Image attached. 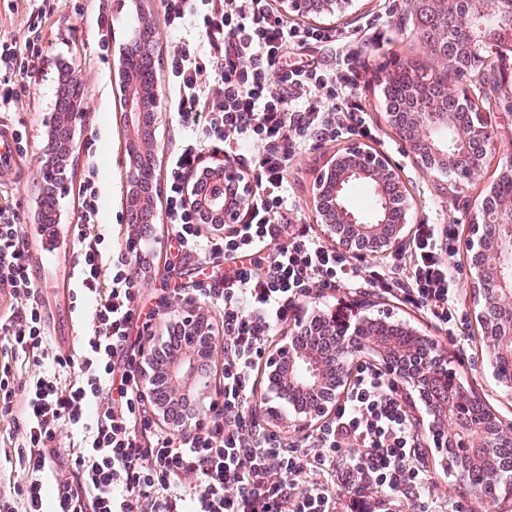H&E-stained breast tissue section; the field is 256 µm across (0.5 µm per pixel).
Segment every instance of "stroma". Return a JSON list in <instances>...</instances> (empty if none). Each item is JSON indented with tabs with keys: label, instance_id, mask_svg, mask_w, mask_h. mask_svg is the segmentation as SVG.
Returning a JSON list of instances; mask_svg holds the SVG:
<instances>
[{
	"label": "stroma",
	"instance_id": "1",
	"mask_svg": "<svg viewBox=\"0 0 512 512\" xmlns=\"http://www.w3.org/2000/svg\"><path fill=\"white\" fill-rule=\"evenodd\" d=\"M55 3V10L43 25L44 59L40 70L33 77L17 81L20 96L16 111L0 112V126H10L21 120L28 135L25 151L14 154L10 170L0 173V206L16 207L25 223L35 221L40 193L37 178L53 117L57 70L67 63L83 83L87 115L76 130L65 186L57 194L58 221L62 224L79 221L78 189L87 168L86 140L90 134H97L101 221L111 225L112 240L118 245L124 242L126 235L125 227L119 226L117 220L126 214L129 188L125 163L127 132L121 120L123 91L118 75L120 52L132 40L139 10L143 7L148 8L154 22L158 59H165L174 37L165 23L161 0H55ZM278 9L291 24L339 27L353 36L355 47L370 56L369 70L360 95L379 133V150L390 157L409 190L415 222L453 224L457 227L456 253L451 266L458 278L457 300L463 310L466 331L460 336H445L420 309L367 288L327 290L312 295L303 302V310H325L348 301L366 306L374 315L382 310L393 311L395 318L436 340L446 352L450 368L464 379L468 389L500 419L512 421V399L501 391L491 374L485 341L475 321L472 304L474 271L466 251L472 214L488 186L497 180L508 153L512 152V112L494 102H479V109L493 127L494 143L480 175L455 196H447L441 182L419 171L402 140L386 123L382 89L387 73L396 64H414L432 72L447 73L449 88L458 92L473 89L472 84L448 74L446 65L423 49L414 33L415 17L410 0H354L344 13L325 16L290 11L285 0H280ZM101 13L112 20L110 46L105 51L99 49L95 39L96 17ZM158 86L162 105L156 121L155 155L157 179L162 182L166 179L168 159L179 147L181 134L170 122L171 99L166 77H159ZM343 146L340 140L333 143L311 142L295 157L288 173V190L296 204L293 220L310 227L318 237L322 236L323 229L311 210L312 192L325 163L335 158ZM166 229L165 217L157 216L155 236L148 244L150 266L142 276V286L149 295L158 293L167 283L195 288L205 267L204 262L196 259L180 264L172 262L163 245ZM76 260V253L64 243L51 262H37L32 267V277L37 285L36 297L43 306L47 331L53 336L69 333L67 313L72 305L67 300L63 282ZM425 453L426 462L436 479L434 497L461 501L464 512H485L486 507L479 499L462 493L460 478L448 475L435 448L426 447Z\"/></svg>",
	"mask_w": 512,
	"mask_h": 512
}]
</instances>
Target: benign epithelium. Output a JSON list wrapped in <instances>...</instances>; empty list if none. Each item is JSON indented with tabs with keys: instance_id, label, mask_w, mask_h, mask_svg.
Segmentation results:
<instances>
[{
	"instance_id": "obj_1",
	"label": "benign epithelium",
	"mask_w": 512,
	"mask_h": 512,
	"mask_svg": "<svg viewBox=\"0 0 512 512\" xmlns=\"http://www.w3.org/2000/svg\"><path fill=\"white\" fill-rule=\"evenodd\" d=\"M462 11L452 12V20L468 40L469 54L481 58L482 50L502 55L512 51V41L501 42L496 33L512 32V4L486 8L480 0H455ZM335 0H288V8L301 14L318 15L332 7ZM128 44L121 53L119 78L127 89L124 95V123L128 130L126 162L130 176H136L137 154L132 146L154 129L144 124V115H157L161 105L156 77H151L152 93L143 99L131 83L132 63ZM409 111L402 113L411 138L409 153L422 172L448 174V195L454 196L484 165L493 140L492 126L482 113L469 112L468 126L448 119V113L429 105L415 89L408 91ZM86 114L81 86L70 95L65 110H55L50 132L65 126L68 134L76 131ZM70 143L55 161L40 167V184L57 189L63 183L58 168L67 167ZM211 169L223 174L224 185L214 191L204 207L218 212L223 222L231 223L234 209L224 200V186L242 187L239 200L251 191L250 182L232 166L216 163ZM368 185L375 199L372 216L367 218L350 206L357 187ZM316 219L324 234L357 258L384 254L398 247L408 236L412 205L403 190L396 167L389 157L370 146L354 143L343 155L325 164L318 177L312 200ZM466 249L474 270L472 282L476 318L489 342L492 370L506 396L512 398V192L482 198L473 215ZM190 329L188 344L169 360L164 375L174 388L187 379H198L205 371V352L196 341L205 329L198 315L184 317ZM425 341L424 355L411 351L410 341ZM369 355L384 370L396 376L400 384L418 392L427 410V432L433 447L445 453L459 442L475 453L489 448L512 446V422L504 423L465 389L457 373L448 367V357L437 343L416 329L406 327L389 314L372 318L363 306L342 302L334 310L320 311L298 324L290 325L288 336L268 355L267 379L270 389L289 402L292 412L285 429L301 430L327 418L350 379L356 362ZM500 477L488 475L484 481L463 483L466 494L495 502L489 493Z\"/></svg>"
}]
</instances>
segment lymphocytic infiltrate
Instances as JSON below:
<instances>
[{
  "label": "lymphocytic infiltrate",
  "instance_id": "1",
  "mask_svg": "<svg viewBox=\"0 0 512 512\" xmlns=\"http://www.w3.org/2000/svg\"><path fill=\"white\" fill-rule=\"evenodd\" d=\"M177 47L166 61L176 93L172 120L185 134L166 177L167 240L178 257L224 259L223 274L199 281L196 301L218 308L224 340L216 398L204 416L192 396L175 423L159 421L146 372L181 348L179 320L158 326L181 286L145 298L131 270L135 244L111 251L101 223L97 169L79 193L74 248V310H88L74 352L49 336L26 258L22 217L0 206V289L13 303L0 313V420L11 446L0 458V512H339L340 491L404 498L409 512H434L432 477L421 461L413 417L397 381L358 363L329 421L300 447L251 412L256 373L281 328L316 290L375 288L421 308L439 331L462 323L450 267L456 229L420 223L409 256L366 267L293 224L288 170L310 141L376 130L356 91L358 56L337 29L288 24L273 0H161ZM22 12L24 42L0 39V70L31 77L43 58L46 0H9ZM336 49L335 68L315 54ZM0 81V112L17 91ZM223 149L254 174L255 187L232 223L216 226L186 199L206 182L204 147ZM36 365L25 374L27 365ZM69 433L67 447L56 445Z\"/></svg>",
  "mask_w": 512,
  "mask_h": 512
}]
</instances>
